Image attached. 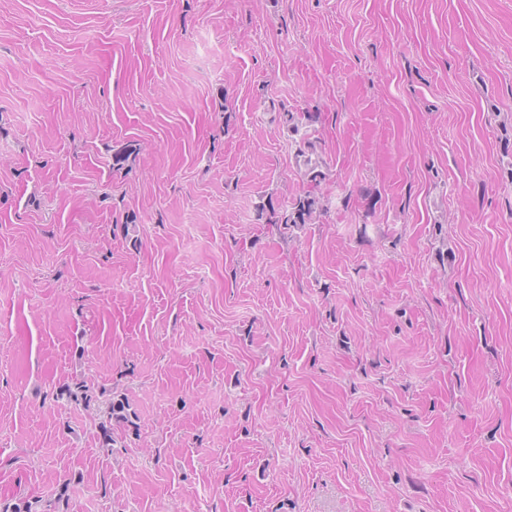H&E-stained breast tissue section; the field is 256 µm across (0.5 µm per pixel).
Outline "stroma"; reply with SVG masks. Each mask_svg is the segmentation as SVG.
<instances>
[{"mask_svg": "<svg viewBox=\"0 0 512 512\" xmlns=\"http://www.w3.org/2000/svg\"><path fill=\"white\" fill-rule=\"evenodd\" d=\"M307 137L320 215L268 224ZM80 380L128 398L114 445L57 399ZM24 498L512 512V0H0V505Z\"/></svg>", "mask_w": 512, "mask_h": 512, "instance_id": "stroma-1", "label": "stroma"}]
</instances>
